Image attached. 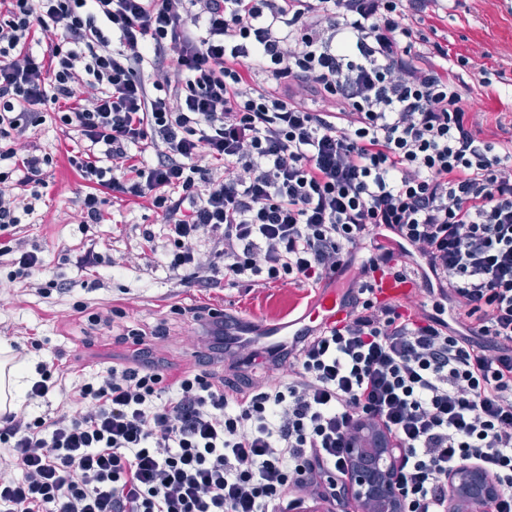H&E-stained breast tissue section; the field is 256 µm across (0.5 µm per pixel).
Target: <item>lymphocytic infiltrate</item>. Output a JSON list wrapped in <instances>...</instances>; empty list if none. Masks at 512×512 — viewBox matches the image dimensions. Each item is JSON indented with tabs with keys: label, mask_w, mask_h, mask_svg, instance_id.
I'll use <instances>...</instances> for the list:
<instances>
[{
	"label": "lymphocytic infiltrate",
	"mask_w": 512,
	"mask_h": 512,
	"mask_svg": "<svg viewBox=\"0 0 512 512\" xmlns=\"http://www.w3.org/2000/svg\"><path fill=\"white\" fill-rule=\"evenodd\" d=\"M6 3L8 283L42 266L7 231L53 162L26 139L44 107L84 142L82 223H101L105 195L145 202L162 223L144 240L199 287L353 294L343 321L279 353L213 320L223 371L173 380L124 327V363L73 382L68 411L0 412V512H295L326 499L365 424L394 441L405 512H448V475L468 464L499 486L490 512H512V139L477 138L447 47L422 29L448 0ZM412 268L440 303L376 297L377 274ZM262 364L279 383L253 380Z\"/></svg>",
	"instance_id": "obj_1"
}]
</instances>
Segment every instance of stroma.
I'll use <instances>...</instances> for the list:
<instances>
[{
	"label": "stroma",
	"instance_id": "obj_1",
	"mask_svg": "<svg viewBox=\"0 0 512 512\" xmlns=\"http://www.w3.org/2000/svg\"><path fill=\"white\" fill-rule=\"evenodd\" d=\"M425 24L435 27L436 41L447 42L449 60L468 56L487 72L490 83L484 87L469 71L461 73L462 94L478 119V138L489 142L512 138V0H456L447 18H429ZM30 136L41 152L52 156L53 163L37 188L35 212L23 217L17 236L41 249L43 267L35 277L37 283L55 280L69 283L71 289L42 294L20 284L0 285V344L17 343L27 356L35 352L29 345L34 337L43 343L35 352L42 360L60 356L68 364L95 371L123 353L114 337L124 326L150 334L164 322L170 334L154 341L155 355L177 371L207 363L208 350L191 338L195 321L172 314L175 305L220 309L225 315L261 325L305 313L312 296L308 289L294 285L204 290L184 276L168 273L154 255L137 265L122 264V257L144 248L142 233L160 224L158 213L109 198L102 206V223H80L77 200L84 182L69 159L82 154L83 141L50 119L31 128ZM85 245L103 256L100 266L78 269L75 256ZM81 303L88 312L104 317L115 307L123 308L126 316L115 319L113 328L94 331L88 313L77 310ZM89 337L94 340L90 346L85 343Z\"/></svg>",
	"mask_w": 512,
	"mask_h": 512
}]
</instances>
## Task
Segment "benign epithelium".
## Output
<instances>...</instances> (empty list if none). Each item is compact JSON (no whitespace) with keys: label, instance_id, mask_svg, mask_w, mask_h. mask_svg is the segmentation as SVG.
Returning a JSON list of instances; mask_svg holds the SVG:
<instances>
[{"label":"benign epithelium","instance_id":"7a95c632","mask_svg":"<svg viewBox=\"0 0 512 512\" xmlns=\"http://www.w3.org/2000/svg\"><path fill=\"white\" fill-rule=\"evenodd\" d=\"M396 448L383 430L366 426L348 448V472L343 491L352 512H402L403 501L395 487ZM493 479L476 465L448 476V512H487L496 498Z\"/></svg>","mask_w":512,"mask_h":512}]
</instances>
